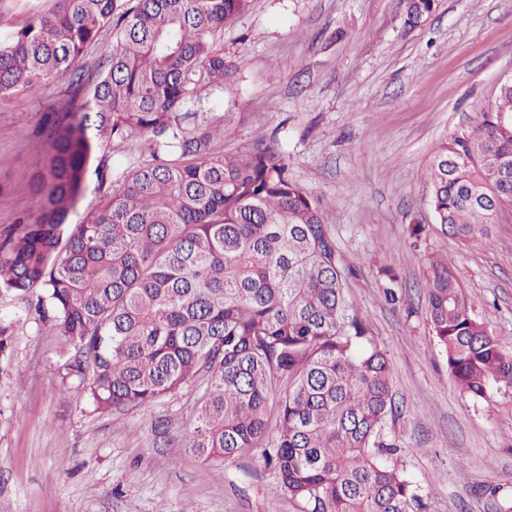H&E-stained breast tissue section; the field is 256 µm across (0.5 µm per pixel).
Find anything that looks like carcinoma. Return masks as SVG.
Wrapping results in <instances>:
<instances>
[{"label":"carcinoma","instance_id":"cac0c4a2","mask_svg":"<svg viewBox=\"0 0 512 512\" xmlns=\"http://www.w3.org/2000/svg\"><path fill=\"white\" fill-rule=\"evenodd\" d=\"M53 0L0 40V102L64 78L79 110L42 127L32 182L42 200L0 242V292L59 336L64 368L100 414L145 407L197 382L186 447L222 463L261 445L297 512H415L388 440L387 353L346 292L318 201L263 142L224 152L235 112H189L224 87L214 37L251 0ZM112 51L75 63L103 32ZM148 144L97 214L67 219L101 141ZM512 78L468 133L434 146L429 204L443 233L472 241L512 207ZM428 320L460 390L512 389L501 346L448 262H430ZM13 322L0 318V365Z\"/></svg>","mask_w":512,"mask_h":512}]
</instances>
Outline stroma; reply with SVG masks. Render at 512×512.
Segmentation results:
<instances>
[{"mask_svg":"<svg viewBox=\"0 0 512 512\" xmlns=\"http://www.w3.org/2000/svg\"><path fill=\"white\" fill-rule=\"evenodd\" d=\"M231 74L190 110L244 116L224 142L274 146L290 178L320 201L349 267L348 295L387 353L397 412L388 423L418 512H498L512 497V389L475 401L461 393L425 308L431 256L447 259L488 329L512 350V209L488 237L444 235L428 204L436 142L467 131L512 72V0H435L409 21L405 0H251L218 33ZM68 82L45 81L0 103V233L37 214L31 188L48 144L45 114L70 111ZM110 177L87 173L71 223L94 214L148 158L103 144ZM426 228L413 242L408 227ZM399 276L386 302L381 271ZM14 348L0 372V512H294L255 448L208 464L185 446L200 387L146 408L93 413L63 395L60 342L0 295Z\"/></svg>","mask_w":512,"mask_h":512,"instance_id":"1","label":"stroma"}]
</instances>
